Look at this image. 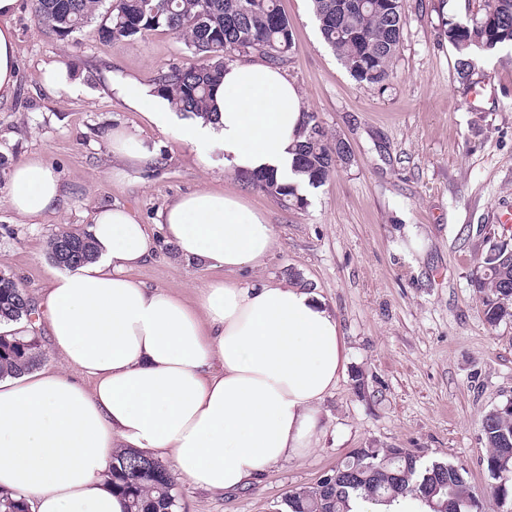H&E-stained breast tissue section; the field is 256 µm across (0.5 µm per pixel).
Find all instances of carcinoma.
Here are the masks:
<instances>
[{"mask_svg": "<svg viewBox=\"0 0 512 512\" xmlns=\"http://www.w3.org/2000/svg\"><path fill=\"white\" fill-rule=\"evenodd\" d=\"M31 0L38 23L61 39L97 24L99 37L114 43L163 28L185 39L198 63L172 67L158 79L157 89L173 108L189 117L209 118L212 87L224 66L236 56H256L276 65L294 44L288 18L278 0ZM324 43L351 77L367 87L385 86L400 47L404 19L400 0H311ZM443 39L456 52L463 80L481 65L483 56L512 47V0H485L483 12L465 21L444 23ZM296 145L294 172L313 188L322 185L337 160L350 154L340 138L328 139L315 116L307 117ZM248 184L289 208H302L306 198L292 184L272 175L245 176ZM488 248L474 287L483 294L485 319L495 326L512 320V249L496 237ZM52 262L75 269L94 258L88 234L62 231L49 242ZM35 311L31 300L9 278H0V320L19 321ZM39 337L0 334V376L34 370L42 361ZM483 435L489 448L486 469L496 480L491 493L498 512H512V486L501 481L512 472V410L485 415ZM112 484L125 498L126 512H178L175 481L165 464L134 450L119 451L112 461ZM411 495L432 504L433 512H483L470 493L461 468L425 461L404 448H357L311 486L289 491L286 512H348L351 497L366 500Z\"/></svg>", "mask_w": 512, "mask_h": 512, "instance_id": "1", "label": "carcinoma"}]
</instances>
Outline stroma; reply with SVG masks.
<instances>
[{
  "mask_svg": "<svg viewBox=\"0 0 512 512\" xmlns=\"http://www.w3.org/2000/svg\"><path fill=\"white\" fill-rule=\"evenodd\" d=\"M484 0H403V40L385 88L358 84L322 40L310 0H280L295 34L283 70L303 108L351 158L307 203L286 208L224 169V154L195 148L152 124L118 96L134 81L155 87L163 71L196 59L182 37L159 29L120 43L84 29L60 40L39 24L31 0L12 21L17 84L0 100V273L41 302L56 270L48 254L59 231L83 232L94 208L127 209L156 241L133 274L147 287L193 300L222 273L182 259L160 212L200 189L241 194L273 224L276 242L242 281L306 282L336 316L346 369L321 406L317 448L268 468L232 493L176 477L179 512H281L289 490L315 483L358 448H405L465 471L485 512H497L486 471L482 420L512 403V321L490 326L472 285L490 227L512 213V48L484 57L476 75L492 93L466 92L443 21L479 12ZM65 66L55 92L45 67ZM122 127L150 152L114 159ZM38 158L59 175L57 208L19 219L6 203L11 168ZM122 177H113V169Z\"/></svg>",
  "mask_w": 512,
  "mask_h": 512,
  "instance_id": "35a3bbf8",
  "label": "stroma"
}]
</instances>
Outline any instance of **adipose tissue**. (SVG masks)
<instances>
[{
  "mask_svg": "<svg viewBox=\"0 0 512 512\" xmlns=\"http://www.w3.org/2000/svg\"><path fill=\"white\" fill-rule=\"evenodd\" d=\"M18 4L0 0V97L17 83ZM120 94L199 154L219 146L232 173L299 181L292 162L303 103L281 68L261 59L226 66L214 122L175 123L163 98L133 81ZM61 192L58 174L31 158L12 168L6 203L34 219L53 211ZM160 225L181 257L224 279L192 303L144 286L132 274L153 238L126 209L95 208L94 259L55 274L42 301L56 366L0 378V492L32 512H125L110 476L121 448L167 458L195 486L224 493L318 442L320 405L345 371V343L307 286L237 281L273 248L272 224L238 195L197 190L162 210Z\"/></svg>",
  "mask_w": 512,
  "mask_h": 512,
  "instance_id": "1",
  "label": "adipose tissue"
}]
</instances>
